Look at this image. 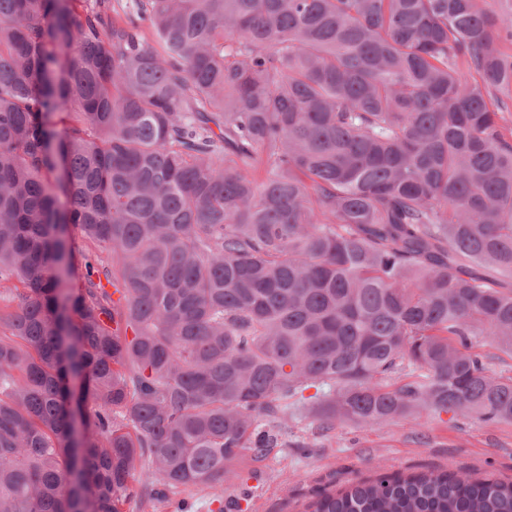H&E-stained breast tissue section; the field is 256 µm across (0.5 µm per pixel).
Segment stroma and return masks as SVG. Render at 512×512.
<instances>
[{"instance_id": "stroma-1", "label": "stroma", "mask_w": 512, "mask_h": 512, "mask_svg": "<svg viewBox=\"0 0 512 512\" xmlns=\"http://www.w3.org/2000/svg\"><path fill=\"white\" fill-rule=\"evenodd\" d=\"M279 447L245 458L223 492L181 490L185 512H301L322 491L397 473L447 469L512 480V424L422 415L383 426L339 424L321 430L288 418Z\"/></svg>"}]
</instances>
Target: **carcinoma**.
I'll return each mask as SVG.
<instances>
[{"label":"carcinoma","mask_w":512,"mask_h":512,"mask_svg":"<svg viewBox=\"0 0 512 512\" xmlns=\"http://www.w3.org/2000/svg\"><path fill=\"white\" fill-rule=\"evenodd\" d=\"M507 43L487 0H0V512L222 489L300 409L512 423L476 351L512 353ZM305 512H512V482Z\"/></svg>","instance_id":"carcinoma-1"}]
</instances>
